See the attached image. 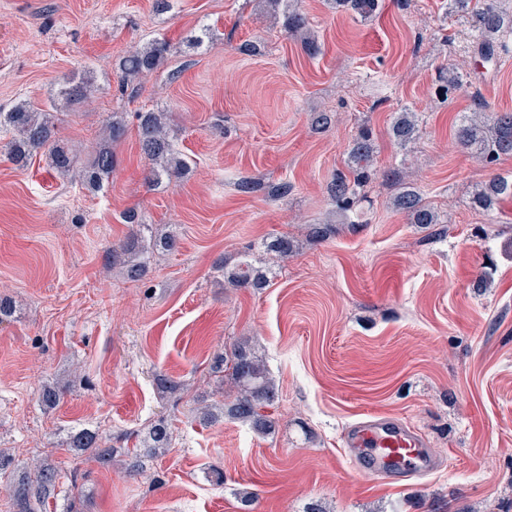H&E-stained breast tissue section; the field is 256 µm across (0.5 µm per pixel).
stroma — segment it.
I'll list each match as a JSON object with an SVG mask.
<instances>
[{
	"instance_id": "stroma-1",
	"label": "stroma",
	"mask_w": 512,
	"mask_h": 512,
	"mask_svg": "<svg viewBox=\"0 0 512 512\" xmlns=\"http://www.w3.org/2000/svg\"><path fill=\"white\" fill-rule=\"evenodd\" d=\"M319 42L317 56L264 16V0H0V108L49 104L59 81L91 72V100L57 106L60 138L84 166L109 113H124L116 166L95 193L60 177L37 154L24 168L0 155V512H15L10 487L35 460L59 471L47 512H68L70 479L82 473L81 512H512V200L472 209L476 186L512 178V155L494 169L455 142L453 124L481 95L512 111V51L497 69L474 68L448 99L440 69L458 64L468 30L442 0H379L361 20L327 0H298ZM210 26L207 50L187 47ZM162 36L167 64L137 94L118 91L113 63L129 46ZM262 40L260 56L241 43ZM419 112L407 149L388 130L395 112ZM166 110L187 177L146 180L136 113ZM329 112L331 127L311 128ZM374 134L377 178L357 230L338 225L320 242L307 227L330 218L327 184L343 168L360 125ZM412 175L443 223L428 229L395 212L385 171ZM263 186L245 195L237 184ZM290 183L288 196L269 186ZM136 210L177 251L155 254L145 279L112 267ZM284 233L298 252L269 287L234 289L218 273ZM249 339L274 379L275 436L236 422L206 427L197 401L217 388L212 363ZM185 386L159 394L156 373ZM66 391L55 408L42 385ZM371 415L420 432L436 468L390 479L358 472L341 435ZM166 417L165 455L126 473L124 449ZM110 434L108 467L65 448L72 430ZM224 473L216 483L207 472ZM254 501L243 509L239 493Z\"/></svg>"
}]
</instances>
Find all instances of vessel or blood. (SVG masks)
I'll use <instances>...</instances> for the list:
<instances>
[{
  "label": "vessel or blood",
  "mask_w": 512,
  "mask_h": 512,
  "mask_svg": "<svg viewBox=\"0 0 512 512\" xmlns=\"http://www.w3.org/2000/svg\"><path fill=\"white\" fill-rule=\"evenodd\" d=\"M359 471L411 477L431 470L434 457L421 434L388 416H372L349 427L344 434Z\"/></svg>",
  "instance_id": "1"
}]
</instances>
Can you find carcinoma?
<instances>
[{
  "label": "carcinoma",
  "mask_w": 512,
  "mask_h": 512,
  "mask_svg": "<svg viewBox=\"0 0 512 512\" xmlns=\"http://www.w3.org/2000/svg\"><path fill=\"white\" fill-rule=\"evenodd\" d=\"M267 11L281 23L287 34L300 39L303 50L310 56L320 53L315 35L308 21L295 5V0H265ZM338 11L351 12L366 20L378 9V0H330ZM448 9L465 19L469 27L470 54L473 59L488 66L509 49L512 41V10L503 9L498 0H448ZM170 52V44L153 38L133 46L117 63L118 82L122 92L138 91L139 79L161 68ZM463 78L449 68L438 74L440 91L449 94L462 85ZM93 88L92 76L66 77L55 90V100L79 103L89 98ZM140 149L148 161L146 180L155 186L163 178H182L190 171V163L175 149L170 135L167 113L148 110L136 113ZM419 113L405 108L396 113L389 128L392 140L406 147L416 140L420 132ZM0 130L11 134V139L0 150L19 168L27 166L33 154L45 151L49 165L61 176L79 182L91 191H99L104 181L112 175L115 155L112 145L127 134V124L122 112H112L104 120L103 136L92 148L86 165L76 168L74 154L58 136L55 115L31 105L19 102L4 112L0 110ZM459 147L472 153L485 167L497 164L503 155L512 154V112H491L488 105L478 102L471 112L462 114L456 128ZM376 143L370 128L359 127L348 152L345 168L331 176L327 192L338 214L353 213L365 198L364 188L375 178L372 169ZM397 185L391 198V207L404 215L409 223L429 227L443 223L441 215L426 201L419 187L398 171L386 174ZM512 197V179L499 174L492 175L478 186L471 196V205L484 212L494 211L507 198ZM130 225L129 235L112 244V264L120 266L129 281H141L149 270L145 254L177 249L179 238L171 232L145 236L150 231L142 216L134 210L124 214ZM264 251L277 261H285L298 250L292 236L282 234L263 241ZM224 282L231 288H264L269 285L272 269L257 266L252 260L242 258L237 263L223 265ZM214 370L233 384L232 395L217 391L220 400L201 401L196 407L198 418L206 423H216L226 418L248 426L261 436L276 433L277 421L266 408L278 399V389L262 361L245 341H239L217 356ZM63 395L57 385L45 384L41 389L42 403L48 407L57 405ZM173 433L168 420L161 418L148 428L147 448L150 456L165 454L171 447ZM67 447L86 454L99 464H111L117 449L112 439L88 429L70 432ZM59 473L54 464L43 461L33 470L19 475L13 487L16 512H35V506L53 497Z\"/></svg>",
  "instance_id": "1"
}]
</instances>
